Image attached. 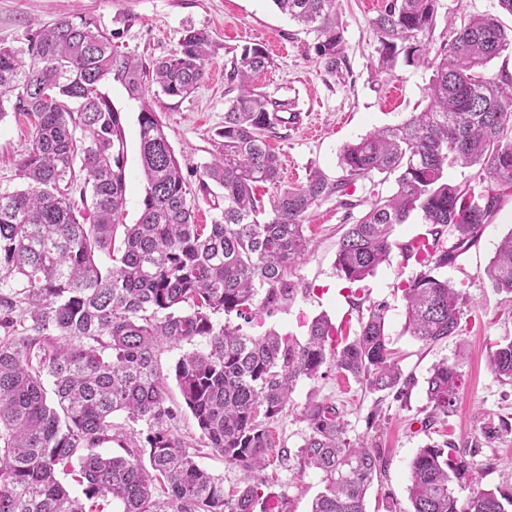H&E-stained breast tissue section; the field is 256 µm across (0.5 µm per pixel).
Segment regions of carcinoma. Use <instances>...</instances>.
<instances>
[{"label": "carcinoma", "instance_id": "1", "mask_svg": "<svg viewBox=\"0 0 512 512\" xmlns=\"http://www.w3.org/2000/svg\"><path fill=\"white\" fill-rule=\"evenodd\" d=\"M279 11L317 33V55L338 70L342 32L336 0H272ZM438 0H385L372 19L377 71L389 76L399 54L432 75L426 105L400 125L371 132L340 154L343 174L329 181L312 172L298 188L281 184L278 156L266 138L288 103L252 84L271 64L261 45L246 48L225 71L229 88L218 154L203 166L199 191L224 190V208L211 224H197L191 191L164 126L146 98L153 84L186 97L204 81L210 36L188 30L165 58L146 68L112 46V34L89 15L64 17L0 44V120L4 103L35 122L20 162L28 186L0 191V280L15 299L0 297V512H87L83 499L110 500L119 512H266L273 497L265 420L288 403L300 377L324 365L373 392L404 394L407 380L391 360L386 308L351 300L359 330L337 338L321 316L305 343L274 332L248 330L253 312L288 302L295 286L285 272L305 252L303 221L318 202L373 173L396 175V192L374 201L338 242L336 269L349 283L363 281L385 262L395 226L421 212L428 238L402 247L420 267L403 289L406 327L427 345L459 335L466 300L437 275L468 250L512 190V73L493 80L478 69L512 47L493 15L448 24L431 52ZM120 83L141 103L138 136L146 181L142 210L125 228L123 248L111 254L126 203L122 119L100 87ZM478 167L487 186L478 193L448 181L451 167ZM272 188L270 209L255 197ZM457 232L448 243V227ZM112 255L103 267L100 254ZM491 287L512 294V232L487 268ZM243 320L219 323L216 316ZM206 341L174 364L183 405L198 440L185 442L175 425L179 407L167 404L166 375L158 364L171 345ZM492 370L512 380V341L496 349ZM51 388H46V382ZM432 417L448 416L461 374L443 361L426 379ZM122 412L146 429L113 423ZM300 467L324 484L311 512H366L365 499L385 462L381 453L345 437L336 407L309 401ZM115 442L124 456L97 452ZM224 456L243 474L231 493L202 469L199 448ZM472 462L450 443L427 445L410 465L413 512H508L512 492L472 489L460 502L454 484ZM73 476L84 498L59 474Z\"/></svg>", "mask_w": 512, "mask_h": 512}]
</instances>
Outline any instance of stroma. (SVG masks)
I'll list each match as a JSON object with an SVG mask.
<instances>
[{
  "instance_id": "35a3bbf8",
  "label": "stroma",
  "mask_w": 512,
  "mask_h": 512,
  "mask_svg": "<svg viewBox=\"0 0 512 512\" xmlns=\"http://www.w3.org/2000/svg\"><path fill=\"white\" fill-rule=\"evenodd\" d=\"M384 0H337L336 17L343 47L336 74L327 73L317 55V36L302 30L282 14L272 0H0V43L18 45L29 27L49 25L63 17L90 15L112 33L119 51L144 64L166 57L187 29L207 32L213 53L204 82L189 96L172 98L149 86L154 109L189 186H197L203 167L217 151V136L224 126L227 84L224 68L233 54L258 44L273 60L257 73L254 84L273 98L288 101L297 121L278 127L267 143L280 160L284 185H304L309 174L321 171L329 180L342 174L343 146L369 132L404 122L425 105L431 71L423 66L398 64L391 76L377 75L376 34L371 20ZM464 14L497 16L512 28V15L501 12L497 0H439L436 34L446 21ZM101 90L122 116L126 143V205L120 221L136 223L145 195L138 140L140 104L123 86L105 81ZM34 116L7 113L0 120V190L22 188L19 163L31 144ZM396 190L394 176L379 173L358 180L345 197L320 201L306 215L307 248L288 273L294 297L272 314H261L256 333L273 331L305 342L311 321L326 316L343 334L358 329L347 282L335 267L337 243L379 197ZM499 210L477 243L456 262L441 269L454 288L468 299L458 337L427 345L405 330L404 288L419 271L400 247L428 231L421 215L396 225L393 248L386 262L360 285L367 302L386 306L389 347L411 384L402 398L375 393L327 365L320 377L299 378L291 400L270 419L274 451H287L286 463L272 461L264 474L272 482L269 512L287 501L290 512H310L321 491V476L299 471L298 451L307 432L300 413L310 396L335 406L355 443L380 449L386 460L366 497L367 512H410V464L425 444L448 442L471 456L473 466L456 484L459 499L472 488H512V431L485 435L500 419L512 422V382L496 376L489 359L498 344L512 340V295L496 292L486 271L502 238L512 231V191L503 192ZM457 365L463 378L456 403L447 416L430 419L425 380L439 362Z\"/></svg>"
}]
</instances>
